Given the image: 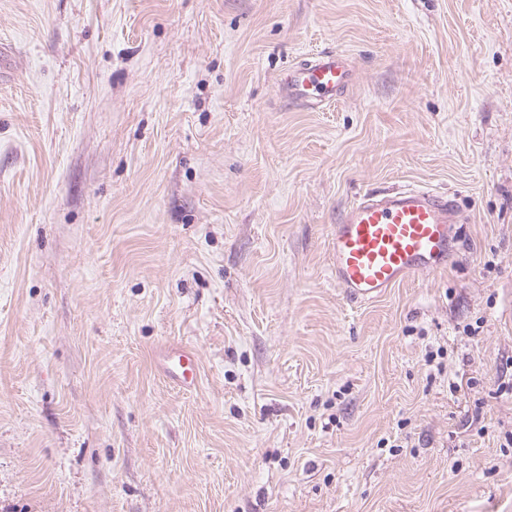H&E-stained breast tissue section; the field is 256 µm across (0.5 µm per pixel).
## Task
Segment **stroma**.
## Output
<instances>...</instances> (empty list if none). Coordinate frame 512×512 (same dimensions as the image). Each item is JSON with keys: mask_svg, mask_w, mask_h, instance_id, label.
<instances>
[{"mask_svg": "<svg viewBox=\"0 0 512 512\" xmlns=\"http://www.w3.org/2000/svg\"><path fill=\"white\" fill-rule=\"evenodd\" d=\"M408 185L447 266L349 302ZM510 375L512 0H0V512H512ZM347 59L336 51H323L312 59L290 69L282 81L288 98L319 108L343 91L351 80ZM451 196L427 188L369 193L351 205L330 234V271L355 303L374 301L415 274L448 263ZM174 359L179 368V383L184 386L193 385L197 380L194 354L189 351L181 350L176 353Z\"/></svg>", "mask_w": 512, "mask_h": 512, "instance_id": "stroma-1", "label": "stroma"}]
</instances>
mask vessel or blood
Instances as JSON below:
<instances>
[{"label": "vessel or blood", "mask_w": 512, "mask_h": 512, "mask_svg": "<svg viewBox=\"0 0 512 512\" xmlns=\"http://www.w3.org/2000/svg\"><path fill=\"white\" fill-rule=\"evenodd\" d=\"M350 80L347 59L323 51L290 69L282 85L290 99L315 109ZM455 221V203L444 192L412 187L366 194L330 235L331 277L350 301H374L415 274L446 266Z\"/></svg>", "instance_id": "1"}]
</instances>
